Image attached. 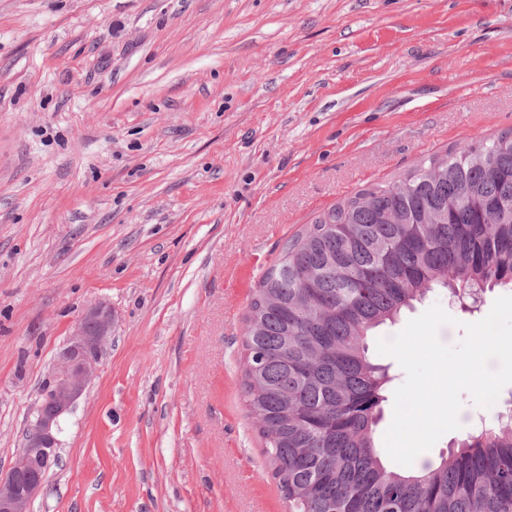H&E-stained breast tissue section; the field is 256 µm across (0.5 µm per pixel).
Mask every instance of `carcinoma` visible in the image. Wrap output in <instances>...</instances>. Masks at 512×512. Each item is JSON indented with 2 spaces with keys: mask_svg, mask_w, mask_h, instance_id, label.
<instances>
[{
  "mask_svg": "<svg viewBox=\"0 0 512 512\" xmlns=\"http://www.w3.org/2000/svg\"><path fill=\"white\" fill-rule=\"evenodd\" d=\"M512 288V130L361 189L286 243L249 303L244 397L288 512H512V429L416 472L375 443L386 368L366 338L439 287Z\"/></svg>",
  "mask_w": 512,
  "mask_h": 512,
  "instance_id": "cac0c4a2",
  "label": "carcinoma"
}]
</instances>
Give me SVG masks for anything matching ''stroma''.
Wrapping results in <instances>:
<instances>
[{"mask_svg": "<svg viewBox=\"0 0 512 512\" xmlns=\"http://www.w3.org/2000/svg\"><path fill=\"white\" fill-rule=\"evenodd\" d=\"M512 129V0H0V472L56 353L111 303L32 512H286L243 394L284 243ZM480 310L427 292L457 345Z\"/></svg>", "mask_w": 512, "mask_h": 512, "instance_id": "35a3bbf8", "label": "stroma"}]
</instances>
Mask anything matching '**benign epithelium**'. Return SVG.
Here are the masks:
<instances>
[{"instance_id": "7a95c632", "label": "benign epithelium", "mask_w": 512, "mask_h": 512, "mask_svg": "<svg viewBox=\"0 0 512 512\" xmlns=\"http://www.w3.org/2000/svg\"><path fill=\"white\" fill-rule=\"evenodd\" d=\"M113 325L112 306L106 301H98L82 313L58 354L45 392L50 407H38L33 430L22 444L21 464L0 475V512H30L32 502L43 493V472L60 447L61 419L95 377Z\"/></svg>"}]
</instances>
